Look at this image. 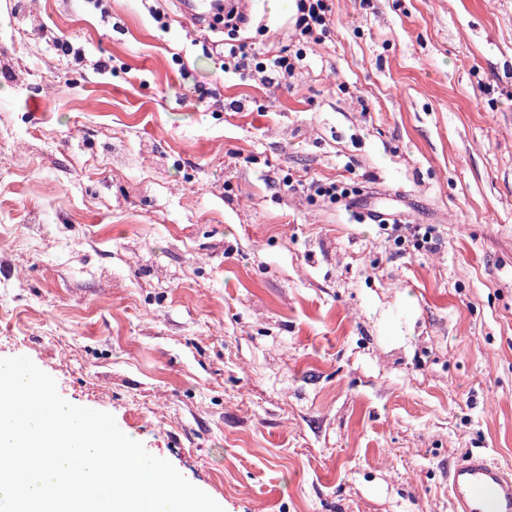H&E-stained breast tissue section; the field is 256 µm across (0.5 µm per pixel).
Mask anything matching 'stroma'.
<instances>
[{
  "label": "stroma",
  "mask_w": 512,
  "mask_h": 512,
  "mask_svg": "<svg viewBox=\"0 0 512 512\" xmlns=\"http://www.w3.org/2000/svg\"><path fill=\"white\" fill-rule=\"evenodd\" d=\"M254 2L210 37L305 48L277 88L172 0H0V358L224 512H451L512 466V0H330L317 44ZM382 230H388L391 227V234L389 235L394 241L395 245H402L408 241L414 242L417 248L435 251L439 245L440 239L436 237L434 227L424 224H379ZM452 512H512V469L482 453H470L448 468Z\"/></svg>",
  "instance_id": "35a3bbf8"
}]
</instances>
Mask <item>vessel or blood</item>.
<instances>
[{"label":"vessel or blood","mask_w":512,"mask_h":512,"mask_svg":"<svg viewBox=\"0 0 512 512\" xmlns=\"http://www.w3.org/2000/svg\"><path fill=\"white\" fill-rule=\"evenodd\" d=\"M182 17L196 27L212 24L218 14H247L250 0H176ZM452 512H512V469L481 453L468 454L448 469Z\"/></svg>","instance_id":"vessel-or-blood-1"}]
</instances>
